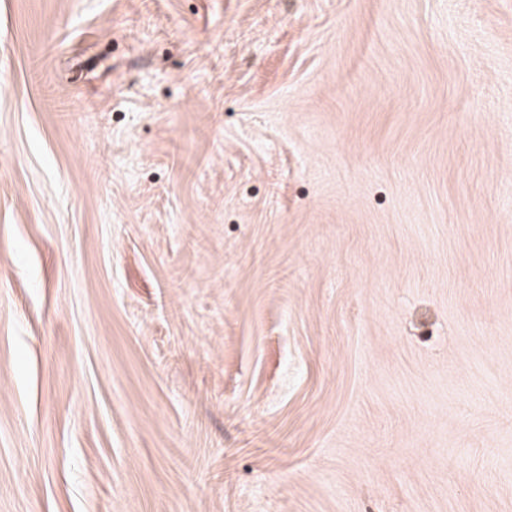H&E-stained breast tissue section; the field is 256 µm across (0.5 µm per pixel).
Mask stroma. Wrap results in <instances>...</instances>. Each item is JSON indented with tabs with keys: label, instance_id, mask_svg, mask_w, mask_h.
<instances>
[{
	"label": "stroma",
	"instance_id": "35a3bbf8",
	"mask_svg": "<svg viewBox=\"0 0 512 512\" xmlns=\"http://www.w3.org/2000/svg\"><path fill=\"white\" fill-rule=\"evenodd\" d=\"M0 512H512V0H0Z\"/></svg>",
	"mask_w": 512,
	"mask_h": 512
}]
</instances>
